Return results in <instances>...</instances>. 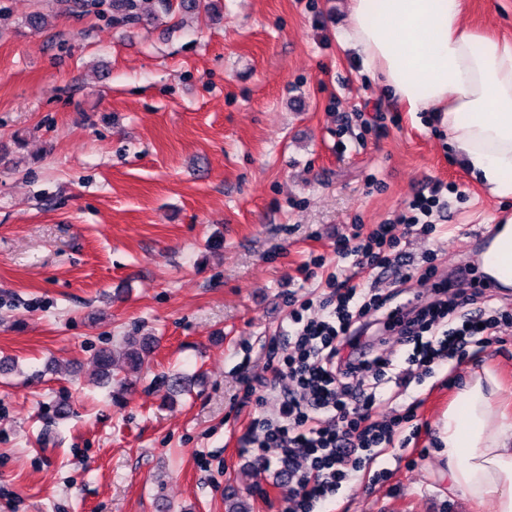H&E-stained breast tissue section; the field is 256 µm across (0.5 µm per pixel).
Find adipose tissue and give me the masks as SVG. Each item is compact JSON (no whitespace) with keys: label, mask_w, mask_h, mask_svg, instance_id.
<instances>
[{"label":"adipose tissue","mask_w":512,"mask_h":512,"mask_svg":"<svg viewBox=\"0 0 512 512\" xmlns=\"http://www.w3.org/2000/svg\"><path fill=\"white\" fill-rule=\"evenodd\" d=\"M464 0H349L343 42L412 112L433 113L471 176L512 199V40L471 28ZM482 258L512 285V225ZM501 386L473 373L438 424L448 492L478 512H512V412L495 411Z\"/></svg>","instance_id":"adipose-tissue-1"}]
</instances>
